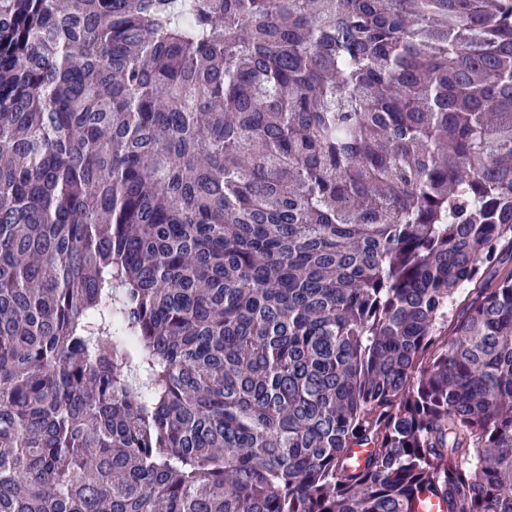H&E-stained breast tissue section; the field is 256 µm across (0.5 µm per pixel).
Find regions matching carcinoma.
<instances>
[{
  "label": "carcinoma",
  "instance_id": "carcinoma-1",
  "mask_svg": "<svg viewBox=\"0 0 512 512\" xmlns=\"http://www.w3.org/2000/svg\"><path fill=\"white\" fill-rule=\"evenodd\" d=\"M423 496L512 512V0H0V512Z\"/></svg>",
  "mask_w": 512,
  "mask_h": 512
}]
</instances>
